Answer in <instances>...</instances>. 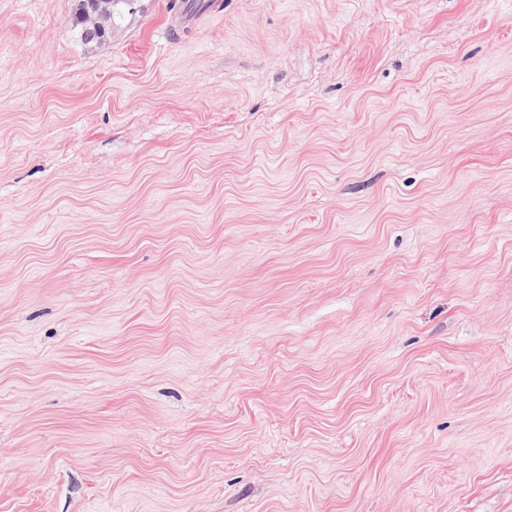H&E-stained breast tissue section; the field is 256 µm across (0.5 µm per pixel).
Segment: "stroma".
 <instances>
[{
  "label": "stroma",
  "instance_id": "stroma-1",
  "mask_svg": "<svg viewBox=\"0 0 512 512\" xmlns=\"http://www.w3.org/2000/svg\"><path fill=\"white\" fill-rule=\"evenodd\" d=\"M0 0V512H512V0ZM101 0H82L79 3L78 15L75 13L72 18V24L78 28L83 40L88 41L87 38L104 40L107 37L106 26L109 22L110 16L104 5L100 3ZM78 16L85 23L83 34L82 24L79 23Z\"/></svg>",
  "mask_w": 512,
  "mask_h": 512
}]
</instances>
